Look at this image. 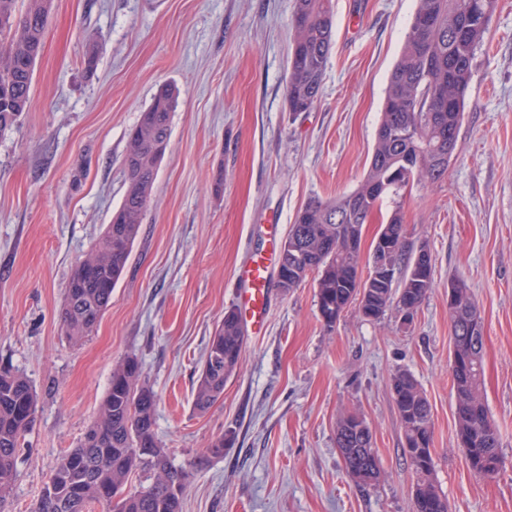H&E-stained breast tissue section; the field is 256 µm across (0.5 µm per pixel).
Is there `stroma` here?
I'll return each mask as SVG.
<instances>
[{
  "label": "stroma",
  "mask_w": 512,
  "mask_h": 512,
  "mask_svg": "<svg viewBox=\"0 0 512 512\" xmlns=\"http://www.w3.org/2000/svg\"><path fill=\"white\" fill-rule=\"evenodd\" d=\"M295 0H54L32 105L0 136V364L38 398L0 512H30L58 459L97 417L113 366L137 357L155 432L175 465L217 438L183 512H413V474L391 392L399 369L432 406L434 480L449 512H512V0L477 49L445 178L413 182L366 225L370 246L401 207L407 251L427 246L434 286L410 328L349 310L333 330L307 278L272 289L268 318L203 413L206 347L236 305L239 270L314 196L354 189L370 161L388 77L416 0H331L335 36L314 108L285 101ZM96 53L98 68L83 59ZM180 90L138 238L96 328L70 342L65 288L121 204L128 131L156 91ZM469 285L483 323L481 390L503 464L475 475L456 439L448 285ZM359 409L384 477L347 475L336 423Z\"/></svg>",
  "instance_id": "35a3bbf8"
}]
</instances>
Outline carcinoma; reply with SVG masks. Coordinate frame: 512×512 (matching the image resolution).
I'll return each instance as SVG.
<instances>
[{"instance_id":"obj_1","label":"carcinoma","mask_w":512,"mask_h":512,"mask_svg":"<svg viewBox=\"0 0 512 512\" xmlns=\"http://www.w3.org/2000/svg\"><path fill=\"white\" fill-rule=\"evenodd\" d=\"M0 0V134L11 130L31 106L34 66L43 46L47 15L54 0ZM497 0H417L402 50L386 88L368 169L358 186L334 200L311 198L297 212L279 247L277 286L287 293L316 276L319 315L331 330L356 304L366 319L384 316L391 304L415 317L433 288L432 263L405 257L402 213L396 209L378 235H389L387 257L392 275L363 274V231L388 197L399 195L414 177L444 179L455 154L463 120L475 51L483 42ZM424 19L420 28L415 22ZM286 103L297 116L318 102L325 64L332 48L330 0H295ZM178 91L160 88L127 134L123 157L126 190L121 205L96 245L75 265L60 312L64 336L79 342L97 326L112 301L150 203L159 164L166 152ZM457 307L449 308L453 352L450 364L455 394L456 436L476 475L499 463L498 428L481 394L482 320L468 285L451 283ZM245 331L239 315L224 311L210 338L198 378L194 407L204 412L224 393L239 366ZM142 367L126 357L112 369L97 420L79 445L53 468L31 512H88L92 503L106 512H183V496L201 458L189 467L172 463L155 433L156 396L141 381ZM403 430V452L414 475V512H448V501L433 477L431 404L413 375L397 370L391 380ZM37 395L21 372L0 367V496L11 484L17 448L34 421ZM336 448L352 481L360 487L377 482L380 460L362 413L349 411L336 424ZM155 481L134 493L125 491L139 468Z\"/></svg>"}]
</instances>
